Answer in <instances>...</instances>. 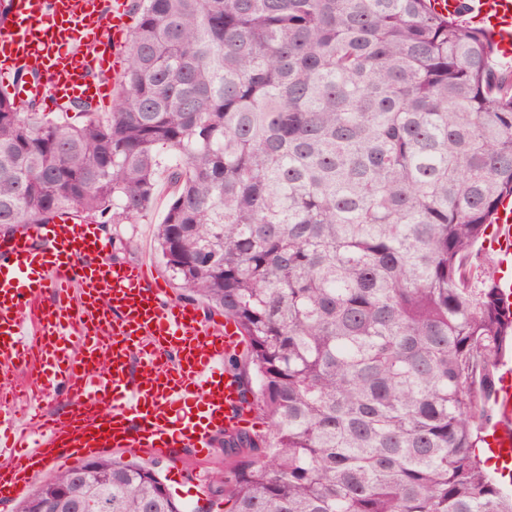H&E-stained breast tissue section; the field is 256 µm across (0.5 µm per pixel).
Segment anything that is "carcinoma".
I'll use <instances>...</instances> for the list:
<instances>
[{
    "label": "carcinoma",
    "instance_id": "cac0c4a2",
    "mask_svg": "<svg viewBox=\"0 0 512 512\" xmlns=\"http://www.w3.org/2000/svg\"><path fill=\"white\" fill-rule=\"evenodd\" d=\"M112 111L73 125L0 93V234L124 224L173 197L179 299L235 323L260 428L224 434V512H512L489 470L512 337L470 261L512 197V69L430 0H138ZM84 482L71 483V472ZM83 512H185L146 461L38 485Z\"/></svg>",
    "mask_w": 512,
    "mask_h": 512
}]
</instances>
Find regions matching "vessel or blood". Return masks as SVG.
I'll return each mask as SVG.
<instances>
[{
  "instance_id": "obj_1",
  "label": "vessel or blood",
  "mask_w": 512,
  "mask_h": 512,
  "mask_svg": "<svg viewBox=\"0 0 512 512\" xmlns=\"http://www.w3.org/2000/svg\"><path fill=\"white\" fill-rule=\"evenodd\" d=\"M496 34L512 65V0H432ZM128 0H11L0 18V85L37 69L56 111L97 103L122 75ZM483 245L497 263L501 304L512 311V201ZM94 223L62 215L0 237V499L26 493L45 467L109 448L172 460L206 458L224 432L251 415L225 368L243 339L221 317L167 299L144 264L109 259ZM487 442L512 464V362L500 360ZM57 393L58 413L23 392Z\"/></svg>"
}]
</instances>
